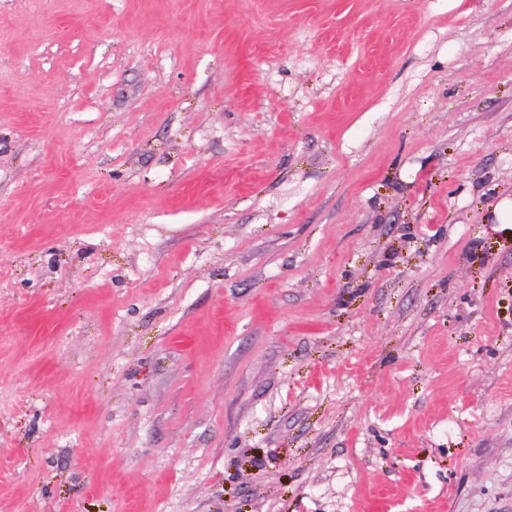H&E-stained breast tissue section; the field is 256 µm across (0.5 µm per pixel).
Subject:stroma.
<instances>
[{
    "label": "stroma",
    "mask_w": 512,
    "mask_h": 512,
    "mask_svg": "<svg viewBox=\"0 0 512 512\" xmlns=\"http://www.w3.org/2000/svg\"><path fill=\"white\" fill-rule=\"evenodd\" d=\"M0 512H512V0H0Z\"/></svg>",
    "instance_id": "35a3bbf8"
}]
</instances>
